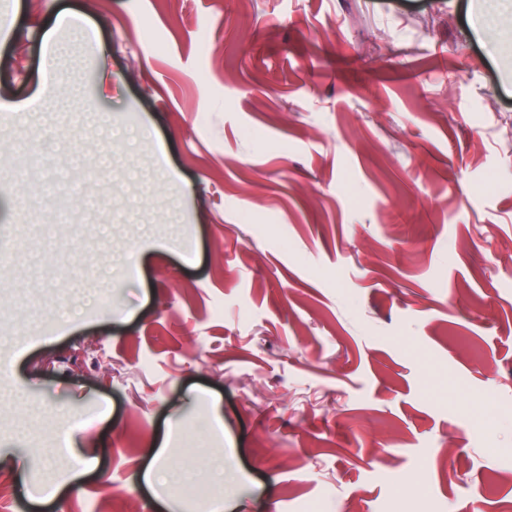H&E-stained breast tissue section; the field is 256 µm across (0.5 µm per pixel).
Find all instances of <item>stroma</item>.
Returning <instances> with one entry per match:
<instances>
[{"instance_id": "1", "label": "stroma", "mask_w": 512, "mask_h": 512, "mask_svg": "<svg viewBox=\"0 0 512 512\" xmlns=\"http://www.w3.org/2000/svg\"><path fill=\"white\" fill-rule=\"evenodd\" d=\"M483 4L0 0V103L32 107L0 113V512L512 504V16L479 33ZM26 140L82 153L96 206L17 179ZM161 444L195 490L143 484Z\"/></svg>"}]
</instances>
